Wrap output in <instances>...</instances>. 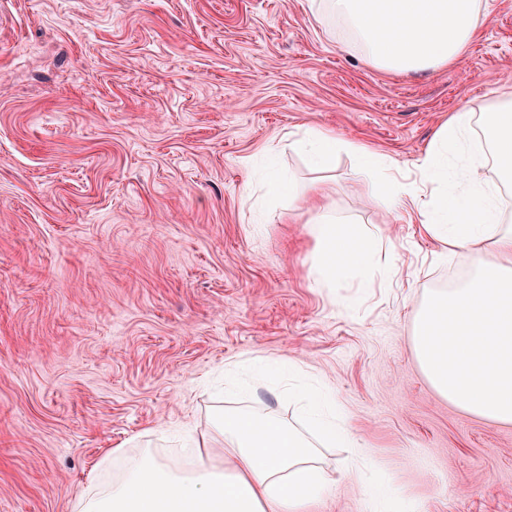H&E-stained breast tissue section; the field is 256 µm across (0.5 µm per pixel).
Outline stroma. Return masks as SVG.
<instances>
[{
    "label": "stroma",
    "mask_w": 512,
    "mask_h": 512,
    "mask_svg": "<svg viewBox=\"0 0 512 512\" xmlns=\"http://www.w3.org/2000/svg\"><path fill=\"white\" fill-rule=\"evenodd\" d=\"M448 68L386 73L311 0H0V512H72L105 453L189 460L229 407L299 426L226 364L290 358L330 390L375 475L419 512H512V424L427 383L410 343L424 298L470 266L399 215L385 222L337 153L338 215L385 231L395 273L360 307L316 285L305 208L250 183L273 161L297 190L307 129L384 152L406 181L439 123L512 85V0ZM336 493L315 512H363Z\"/></svg>",
    "instance_id": "35a3bbf8"
}]
</instances>
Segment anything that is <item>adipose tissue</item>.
<instances>
[{"mask_svg": "<svg viewBox=\"0 0 512 512\" xmlns=\"http://www.w3.org/2000/svg\"><path fill=\"white\" fill-rule=\"evenodd\" d=\"M317 11L341 19L364 47L367 65L390 73L436 71L458 62L491 22L488 0H321ZM362 170L375 172L386 211L415 215L445 250L470 252V276L430 293L412 326L415 358L432 387L449 402L492 422H512V218L501 195L512 190V94L487 112L483 135L473 113H454L435 131L418 161V182L396 177V161L355 147ZM492 159V181L468 179V164ZM308 234L318 284L357 283L355 302L385 276L382 244L336 215L321 182H313ZM287 394L297 399L307 431L276 416L229 410L213 424L217 448L199 449L192 465L128 456L112 488L80 496L76 512H314L336 492L322 461L324 448L346 449L343 474L358 478L369 512H417L410 500L360 480L369 453L320 388L302 389L303 373L289 363Z\"/></svg>", "mask_w": 512, "mask_h": 512, "instance_id": "obj_1", "label": "adipose tissue"}]
</instances>
